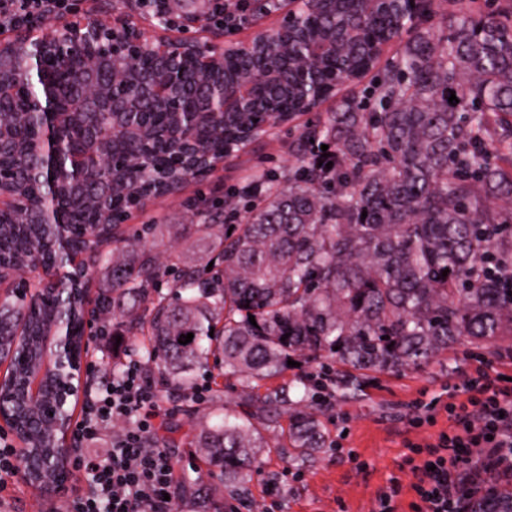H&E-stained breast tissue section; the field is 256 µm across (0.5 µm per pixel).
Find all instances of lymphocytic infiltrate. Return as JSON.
<instances>
[{
	"instance_id": "lymphocytic-infiltrate-1",
	"label": "lymphocytic infiltrate",
	"mask_w": 512,
	"mask_h": 512,
	"mask_svg": "<svg viewBox=\"0 0 512 512\" xmlns=\"http://www.w3.org/2000/svg\"><path fill=\"white\" fill-rule=\"evenodd\" d=\"M72 7L71 0H0V21L27 24ZM448 397L445 403L431 400L426 418L413 420L417 426L434 422L441 409L454 423L426 446L421 460H406L417 496L414 512H464L469 493L512 475V384L504 374L478 367L461 387H449ZM118 421L122 429L113 430ZM163 421L154 383L138 360H130L109 387L87 395L77 438L106 436L110 446L106 453L81 456L90 491L75 512H173L174 463L154 441Z\"/></svg>"
}]
</instances>
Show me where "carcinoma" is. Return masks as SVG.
Segmentation results:
<instances>
[{
    "mask_svg": "<svg viewBox=\"0 0 512 512\" xmlns=\"http://www.w3.org/2000/svg\"><path fill=\"white\" fill-rule=\"evenodd\" d=\"M351 10L381 43L411 23L366 14L356 3ZM344 20L343 12L324 11L311 23L329 30ZM446 29L417 31L384 65L374 87L379 110L361 112L343 99L338 111L302 130L299 146L329 154L332 168L300 156L286 190L275 189L265 172L250 176L222 208L236 217L238 201L252 202L242 224H215L204 210L197 229L217 242L221 266L173 268L122 246L114 224L70 225L92 265L111 270L112 288L98 293L92 309L100 333L111 317L124 319L129 331L147 329L141 355L149 376L183 398L195 367L216 352L247 388L282 373L290 359L324 358L350 372L334 376L324 365L321 375L336 391L355 392L365 371L416 368L451 345L511 336L512 27L494 14L463 13L450 16ZM350 58L364 64L358 52L338 54L322 61L321 71L340 76ZM53 256L44 229L0 223V257L13 262L12 271ZM166 276L172 302L153 296ZM62 287V311L78 322L88 281L67 279ZM33 304L30 335H0L1 347L36 343L55 297ZM187 333L192 341L179 343ZM265 407L288 416L295 458L321 447L316 398L274 393ZM26 422L36 438L62 436L42 403L31 406ZM191 444L226 488L247 483L263 447L251 419L228 407L220 423L193 430Z\"/></svg>",
    "mask_w": 512,
    "mask_h": 512,
    "instance_id": "cac0c4a2",
    "label": "carcinoma"
}]
</instances>
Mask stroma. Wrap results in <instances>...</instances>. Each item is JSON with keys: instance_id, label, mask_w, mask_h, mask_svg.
<instances>
[{"instance_id": "1", "label": "stroma", "mask_w": 512, "mask_h": 512, "mask_svg": "<svg viewBox=\"0 0 512 512\" xmlns=\"http://www.w3.org/2000/svg\"><path fill=\"white\" fill-rule=\"evenodd\" d=\"M374 74L345 84L340 97L356 99L363 111H372ZM340 97L325 100L315 112L298 116L275 126L258 140L249 152L225 159L213 174L187 182L176 196L158 199L132 214L120 227L121 238L138 239L140 248L160 258L178 255L181 262L206 265L216 258L207 239L192 229L198 203L223 201L253 171L264 169L280 181H287L295 164L296 139L303 127L324 119L335 111ZM145 224L161 225V233L140 236ZM144 336H130L122 350H113L111 339L95 336L89 341L79 371L82 389L105 384L112 378L109 362L126 363L139 354ZM512 375V340L493 346L459 345L421 369L389 373L371 372L357 395L323 393L319 421L325 436L323 448L305 459L290 457L287 417L274 418L264 412L262 401L271 391L284 388L299 397L298 377L319 371L318 363L285 369L279 376L251 387H243L235 376H223L222 396L208 394L205 400L187 402L173 394L159 393L158 405L164 414L165 434L176 443L171 455L189 479L188 491L178 493L176 512H224L227 496L219 477L207 474V466L185 435L203 419H216L225 407L253 414L267 447L248 484L247 495L238 501V512H255L254 506L266 495L279 502L278 512H371L376 494L399 480L403 486L400 512H413L416 496L410 485L413 477L404 463L408 443H435L451 423L445 412H438L434 424L419 428L411 421L420 416L421 403L430 401L474 374L477 367ZM87 491V482L77 465H70L60 494L45 500L21 476H14L0 488V512H69L73 500Z\"/></svg>"}]
</instances>
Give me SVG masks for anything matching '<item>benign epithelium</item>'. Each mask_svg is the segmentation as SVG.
Returning <instances> with one entry per match:
<instances>
[{"label": "benign epithelium", "instance_id": "1", "mask_svg": "<svg viewBox=\"0 0 512 512\" xmlns=\"http://www.w3.org/2000/svg\"><path fill=\"white\" fill-rule=\"evenodd\" d=\"M381 14L416 16L418 0H366ZM336 8V0H281L275 27L247 39L237 32L256 25L238 7L226 8L222 26L206 16L189 17L197 29L175 21L157 25L154 18L135 17L116 8L106 21L76 16L50 31L29 27L0 31V100L21 96V109L0 116V150L12 141L17 123L41 129L23 146L31 161L24 182L0 167V221L4 216L24 224H42L54 230L53 241L63 257L54 267L58 276L86 274V254L69 244L70 214L78 208H100L101 199L87 193L99 181L101 161L122 153V144L136 140L142 153L130 161L138 175L131 208L102 212L100 223L123 224L132 212L154 199L179 193L191 176L205 177L224 159L202 156L199 137L213 133L219 115L240 118L254 112L264 116L263 130L288 122L297 114L315 111L336 85L326 84L314 62L333 55L346 41L342 33L324 35L301 25L303 5ZM356 43L376 62L384 46L361 34ZM44 93L27 94L33 81ZM153 112H169L173 120L162 130L149 119ZM80 128L84 135L70 152L65 166L57 163L60 134ZM233 138L235 152L246 153L256 139L248 125L224 126V138ZM163 141L173 148L171 167L179 172L176 187L157 191L154 173L141 165L153 145ZM206 158L204 167L197 160ZM101 182V181H99ZM112 194V180L101 182ZM44 355L60 363L70 348V336L57 321L47 326ZM45 373L30 378L22 395L0 393V402L34 400L44 392ZM42 462L28 455L27 483L41 496L53 497L62 482L38 476Z\"/></svg>", "mask_w": 512, "mask_h": 512}]
</instances>
